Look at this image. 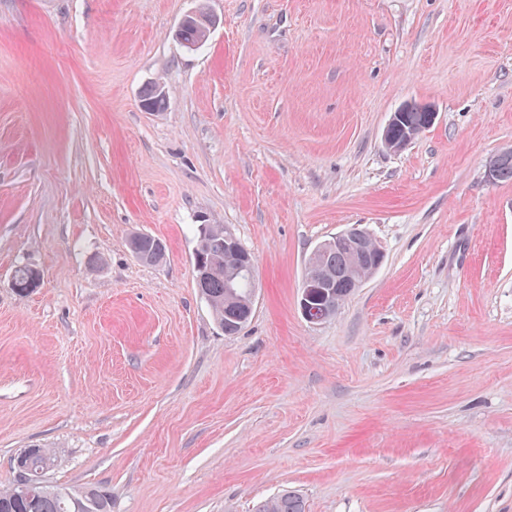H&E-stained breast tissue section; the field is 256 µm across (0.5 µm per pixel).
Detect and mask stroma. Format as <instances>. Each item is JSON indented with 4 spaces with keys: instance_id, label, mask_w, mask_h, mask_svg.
<instances>
[{
    "instance_id": "obj_1",
    "label": "stroma",
    "mask_w": 512,
    "mask_h": 512,
    "mask_svg": "<svg viewBox=\"0 0 512 512\" xmlns=\"http://www.w3.org/2000/svg\"><path fill=\"white\" fill-rule=\"evenodd\" d=\"M196 6L0 0V489L47 448L112 512H512V0H208L190 50ZM407 102L437 118L393 151ZM201 224L255 260L234 336ZM354 224L384 261L311 324L307 259ZM134 243L137 249L150 260L148 264H160L165 260V246L163 252L160 250L158 240L151 235H135L131 244ZM254 512H305V506L298 491L282 490L273 497L258 503Z\"/></svg>"
}]
</instances>
